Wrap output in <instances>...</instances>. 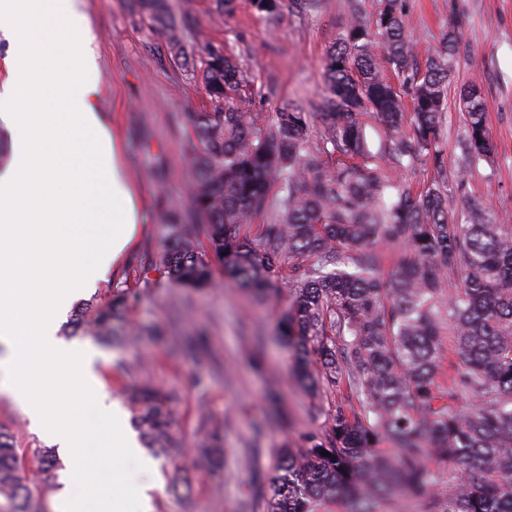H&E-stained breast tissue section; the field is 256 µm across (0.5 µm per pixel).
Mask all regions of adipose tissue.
Returning <instances> with one entry per match:
<instances>
[{
	"label": "adipose tissue",
	"mask_w": 512,
	"mask_h": 512,
	"mask_svg": "<svg viewBox=\"0 0 512 512\" xmlns=\"http://www.w3.org/2000/svg\"><path fill=\"white\" fill-rule=\"evenodd\" d=\"M0 30L11 44L10 79L0 87V122L12 161L0 170V392L65 454L54 512H152L149 488L130 486L115 458L147 472L157 465L122 425L90 368L88 345L57 336L59 318L95 288L131 243L139 217L121 152L94 104L99 81L83 0H0ZM91 398L105 422L97 452L69 398L53 382Z\"/></svg>",
	"instance_id": "adipose-tissue-1"
}]
</instances>
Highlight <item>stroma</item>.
<instances>
[{
  "label": "stroma",
  "mask_w": 512,
  "mask_h": 512,
  "mask_svg": "<svg viewBox=\"0 0 512 512\" xmlns=\"http://www.w3.org/2000/svg\"><path fill=\"white\" fill-rule=\"evenodd\" d=\"M84 4L100 74L96 106L121 146L139 213L133 242L90 295L104 300L111 286L123 285L137 298L132 324L166 331L163 340L120 347L87 337L92 369L118 402L144 374L177 391L175 436L185 447L203 438L200 412L223 422L224 478L192 470L194 512H262L255 486L271 471L277 448L301 446L304 433L328 425L330 412L313 409L293 378L288 350L276 338V302L253 301L225 280L217 261L213 284L201 294L174 287L150 268L165 245L162 205H189L194 140L182 115L207 110L208 99L128 0ZM169 6L185 20L186 36L202 35L238 59L262 93L264 111H308L319 101L323 60L342 33L345 0H321L304 14L287 7L274 22L245 5L230 17L216 12L212 0H169ZM454 7L466 24L445 105L448 171L461 165L459 91L479 84L497 155L470 171L466 195L512 216V0H407L405 28L418 60L433 53ZM256 336L264 339L259 371L248 361Z\"/></svg>",
  "instance_id": "stroma-1"
}]
</instances>
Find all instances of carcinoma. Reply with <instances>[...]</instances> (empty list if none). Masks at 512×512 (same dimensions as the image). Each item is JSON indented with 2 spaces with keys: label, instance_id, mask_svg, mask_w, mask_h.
Listing matches in <instances>:
<instances>
[{
  "label": "carcinoma",
  "instance_id": "1",
  "mask_svg": "<svg viewBox=\"0 0 512 512\" xmlns=\"http://www.w3.org/2000/svg\"><path fill=\"white\" fill-rule=\"evenodd\" d=\"M248 3L275 20L285 0ZM133 5L209 98L206 111L187 114L197 141L190 209L162 214L168 245L151 265L182 288L210 287L204 238L225 277L246 292L275 296L276 278L288 273L278 330L294 376L315 407L340 394L328 427L299 448L278 449L260 488L265 512H314L313 504L336 496L349 512H383L398 491L424 512H512V224L492 209L453 210L468 170L496 154L477 85L459 94L463 166L452 179L444 138L465 16L449 15L422 65L404 28L405 0H380L371 19L359 0H347L317 109L264 112L224 47L183 40L168 0ZM368 120L380 127L375 143ZM315 123L322 132L313 137ZM417 169L427 177L418 189L407 180ZM257 216L266 224L254 234ZM403 244L412 254L383 273L384 249ZM134 303L115 287L106 301L78 307L65 335L125 344ZM125 399L142 445L175 471H187L190 456L221 467V422L200 416L205 440L188 450L173 436L176 393L145 376ZM32 456L41 468L31 484ZM58 468L54 449L18 448L1 428L0 512H45Z\"/></svg>",
  "mask_w": 512,
  "mask_h": 512
}]
</instances>
